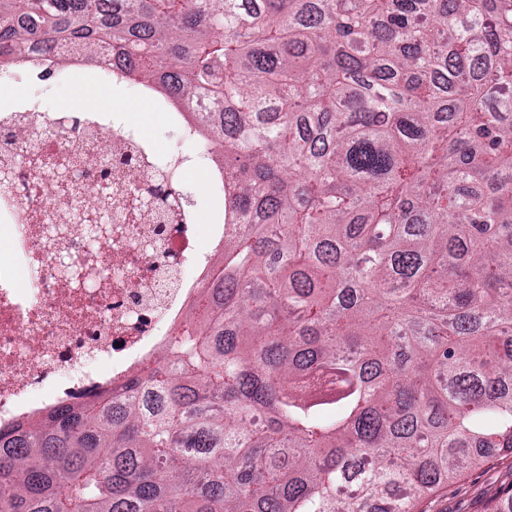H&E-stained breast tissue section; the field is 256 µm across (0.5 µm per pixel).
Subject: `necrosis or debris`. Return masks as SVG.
Wrapping results in <instances>:
<instances>
[{"instance_id":"obj_1","label":"necrosis or debris","mask_w":512,"mask_h":512,"mask_svg":"<svg viewBox=\"0 0 512 512\" xmlns=\"http://www.w3.org/2000/svg\"><path fill=\"white\" fill-rule=\"evenodd\" d=\"M0 167L11 166L0 191V422L31 413L41 393L79 402L158 351L171 323L201 286L188 264L209 267L201 233L224 227L194 222L190 170L210 171L207 154L183 145L162 149L136 124L105 109L69 115L38 95L0 111ZM82 177L60 188L58 170ZM100 182L112 192L94 209L110 210L112 231L88 249L71 201ZM25 287L11 280L18 268ZM86 281L88 289L77 288Z\"/></svg>"}]
</instances>
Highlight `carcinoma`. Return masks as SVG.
I'll list each match as a JSON object with an SVG mask.
<instances>
[{
  "label": "carcinoma",
  "mask_w": 512,
  "mask_h": 512,
  "mask_svg": "<svg viewBox=\"0 0 512 512\" xmlns=\"http://www.w3.org/2000/svg\"><path fill=\"white\" fill-rule=\"evenodd\" d=\"M191 109L224 252L152 360L0 424V512H414L512 454V0H0Z\"/></svg>",
  "instance_id": "1"
}]
</instances>
